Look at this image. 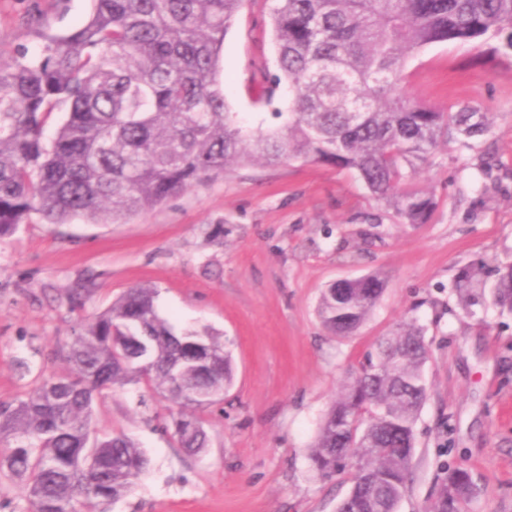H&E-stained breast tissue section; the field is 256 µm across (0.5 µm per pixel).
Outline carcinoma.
<instances>
[{
	"mask_svg": "<svg viewBox=\"0 0 512 512\" xmlns=\"http://www.w3.org/2000/svg\"><path fill=\"white\" fill-rule=\"evenodd\" d=\"M90 18L45 35L40 56L0 67V241L28 214L123 224L240 164L320 163L352 170L407 224H425L434 198L411 186L420 165L452 138L469 147L489 130L478 106L435 109L402 92L405 64L428 45L497 41L512 57V0H276L277 73L266 102L288 84L287 122L250 129L231 111L220 75L224 34L244 0H93ZM64 116L53 137L45 126ZM376 274L321 295L323 326L355 332L379 300ZM470 316L486 302L512 314V263L463 269L454 280ZM158 290H126L74 329L67 371L40 378L0 405V457L30 512H108L150 468L119 432L92 435L95 397L143 383L200 407L232 383L229 355L208 334H177ZM423 331L400 326L344 386L310 451L330 478L353 468L336 512H397L408 490L414 424L427 398ZM180 447L208 444L202 421L173 419ZM467 472L452 469L427 512H465Z\"/></svg>",
	"mask_w": 512,
	"mask_h": 512,
	"instance_id": "obj_1",
	"label": "carcinoma"
}]
</instances>
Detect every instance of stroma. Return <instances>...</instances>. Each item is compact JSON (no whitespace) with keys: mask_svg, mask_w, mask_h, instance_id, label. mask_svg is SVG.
Returning <instances> with one entry per match:
<instances>
[{"mask_svg":"<svg viewBox=\"0 0 512 512\" xmlns=\"http://www.w3.org/2000/svg\"><path fill=\"white\" fill-rule=\"evenodd\" d=\"M92 8L0 0V64L22 51L37 58L44 32H69ZM270 8L245 0L222 48L226 98L253 127L288 109L284 85L271 103L255 101L276 71ZM404 88L438 109L479 105L490 123L474 149L444 142L421 166L415 185L436 201L427 223H401L348 172L290 161L233 167L124 224H48L33 212L0 242V403L61 373L77 322L139 283L157 288L176 332L209 333L232 358V386L194 411L209 435L197 453L164 427L179 404L142 384L98 396L94 431L124 432L151 461L111 512H336L351 474L317 477L310 447L348 377L408 322L425 331L428 394L398 512H426L449 468L470 475L468 512H512V315L489 304L468 316L451 288L464 266L512 262V59L435 43L410 59ZM372 273L385 281L372 313L352 335H333L317 314L321 293ZM87 282L83 307L71 309L69 288Z\"/></svg>","mask_w":512,"mask_h":512,"instance_id":"1","label":"stroma"}]
</instances>
